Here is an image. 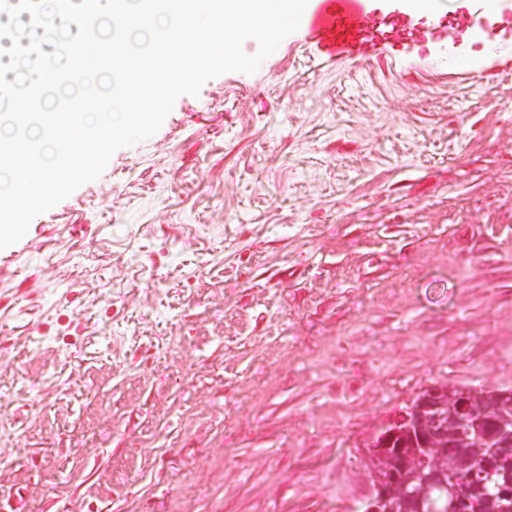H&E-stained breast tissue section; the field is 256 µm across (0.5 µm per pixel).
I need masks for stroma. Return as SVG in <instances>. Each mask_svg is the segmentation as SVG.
Segmentation results:
<instances>
[{
    "mask_svg": "<svg viewBox=\"0 0 512 512\" xmlns=\"http://www.w3.org/2000/svg\"><path fill=\"white\" fill-rule=\"evenodd\" d=\"M300 33L0 250L12 512H363L427 386L512 387V42Z\"/></svg>",
    "mask_w": 512,
    "mask_h": 512,
    "instance_id": "35a3bbf8",
    "label": "stroma"
}]
</instances>
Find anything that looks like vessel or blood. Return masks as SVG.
Here are the masks:
<instances>
[{"label": "vessel or blood", "instance_id": "vessel-or-blood-1", "mask_svg": "<svg viewBox=\"0 0 512 512\" xmlns=\"http://www.w3.org/2000/svg\"><path fill=\"white\" fill-rule=\"evenodd\" d=\"M486 17L496 23L489 42H496L499 31L511 33L512 0H464L451 18L383 8L378 0H316L301 29L309 44L332 59L355 60L371 52L391 53L438 43L448 50L449 68L462 70L466 60L457 49L467 32Z\"/></svg>", "mask_w": 512, "mask_h": 512}]
</instances>
